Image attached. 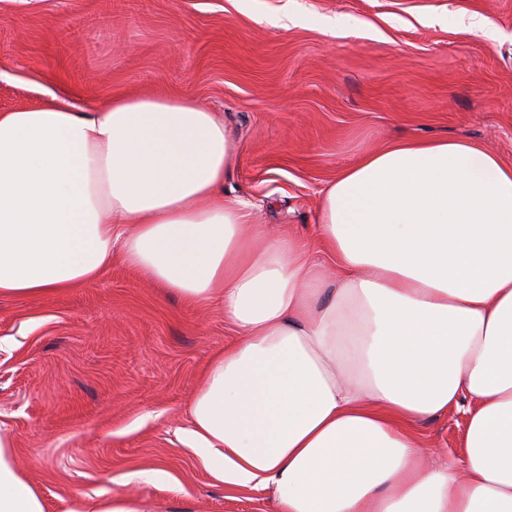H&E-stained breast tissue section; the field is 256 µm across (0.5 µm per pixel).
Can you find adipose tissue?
Returning a JSON list of instances; mask_svg holds the SVG:
<instances>
[{"mask_svg":"<svg viewBox=\"0 0 512 512\" xmlns=\"http://www.w3.org/2000/svg\"><path fill=\"white\" fill-rule=\"evenodd\" d=\"M229 134L189 97L0 112V296L126 263L224 314L187 435L273 512H512V167L460 139L396 140L323 191L317 240L224 196ZM462 412L465 451L414 423ZM0 428V512H45Z\"/></svg>","mask_w":512,"mask_h":512,"instance_id":"1","label":"adipose tissue"}]
</instances>
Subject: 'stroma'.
I'll return each mask as SVG.
<instances>
[{"label": "stroma", "mask_w": 512, "mask_h": 512, "mask_svg": "<svg viewBox=\"0 0 512 512\" xmlns=\"http://www.w3.org/2000/svg\"><path fill=\"white\" fill-rule=\"evenodd\" d=\"M190 96L227 128L224 194L318 255L322 192L399 138L470 141L512 165V0H0V112L49 95ZM234 332L112 251L94 283L0 296V422L46 512L135 498L150 512H272L186 436ZM448 457L465 418L414 426ZM148 480H136L137 472Z\"/></svg>", "instance_id": "obj_1"}]
</instances>
